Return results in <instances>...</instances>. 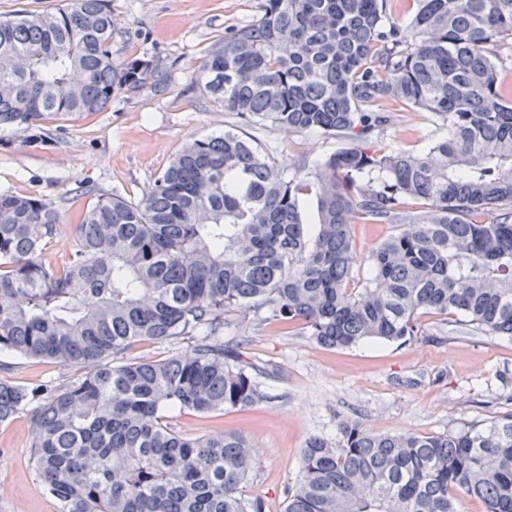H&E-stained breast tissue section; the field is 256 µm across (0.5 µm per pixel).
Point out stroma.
Wrapping results in <instances>:
<instances>
[{
  "label": "stroma",
  "instance_id": "35a3bbf8",
  "mask_svg": "<svg viewBox=\"0 0 512 512\" xmlns=\"http://www.w3.org/2000/svg\"><path fill=\"white\" fill-rule=\"evenodd\" d=\"M263 0H111L112 59L154 57L166 68L165 90L145 84L113 95L97 113L50 119L44 144L21 129L0 128V194L53 203L57 232L40 259L61 264L75 241V216L101 195L139 199L188 142L234 128L264 153L295 164L335 151L332 136L241 124L198 88L207 52L225 29L248 24ZM390 121L372 145L426 150L440 120L405 105L389 106ZM391 224L353 223L355 278L367 275L372 249ZM421 336L404 343L328 349L294 329L266 323L263 312H230L224 340L240 343L259 370L265 401L246 411L209 414L167 409L166 420L189 438L218 431L247 436L257 460L243 485L266 512H283L301 479V450L312 435L336 434L338 415L355 414L380 433L440 435L512 413V337L486 335L443 318L421 319ZM80 367L0 353V379L21 385L71 384ZM28 416L0 425V512H59L39 485L30 460Z\"/></svg>",
  "mask_w": 512,
  "mask_h": 512
}]
</instances>
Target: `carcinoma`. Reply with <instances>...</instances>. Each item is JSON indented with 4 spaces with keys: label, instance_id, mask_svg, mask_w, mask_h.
<instances>
[{
    "label": "carcinoma",
    "instance_id": "cac0c4a2",
    "mask_svg": "<svg viewBox=\"0 0 512 512\" xmlns=\"http://www.w3.org/2000/svg\"><path fill=\"white\" fill-rule=\"evenodd\" d=\"M413 2L400 25L386 0H264L201 66L197 85L243 124L356 147L309 167L230 130L195 140L138 202L98 197L58 266L38 259L58 209L0 194V351L89 368L63 388L0 379V424L27 412L35 473L60 512H266L243 496L255 462L244 435L188 438L162 415L266 399L219 338L232 311L265 308L330 349L405 342L425 315L512 336V101L493 61L512 0ZM113 29L107 0L0 19V126L44 143L49 118L98 112L148 78L164 90L159 60L114 63ZM388 103L432 113L445 133L422 152L366 145ZM355 218L397 227L357 282ZM174 339L189 353L112 365ZM301 463L285 512H461L463 497L512 512V414L431 436L341 416Z\"/></svg>",
    "mask_w": 512,
    "mask_h": 512
}]
</instances>
